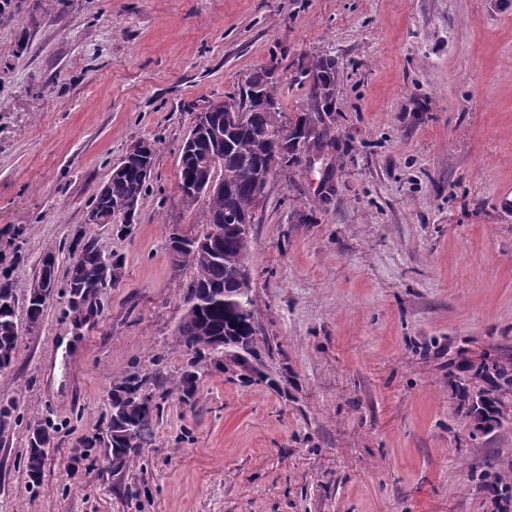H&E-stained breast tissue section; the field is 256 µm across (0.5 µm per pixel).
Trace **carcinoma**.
<instances>
[{
  "label": "carcinoma",
  "mask_w": 512,
  "mask_h": 512,
  "mask_svg": "<svg viewBox=\"0 0 512 512\" xmlns=\"http://www.w3.org/2000/svg\"><path fill=\"white\" fill-rule=\"evenodd\" d=\"M295 81L308 85L309 105L291 121L285 118L278 101L277 80L264 78L257 71L247 78L244 86L234 94L220 100L221 109L212 113L210 129L201 141L200 149L220 145V171L224 175V191L208 194V224L219 227L215 236L207 232L194 240L175 232L170 235V252L175 254L173 264L180 269L189 266L193 277L183 285V299H196L200 309L192 316L182 317L177 328L178 346L187 357V364L174 388L180 399L190 402L197 384L204 374L203 355L197 344L208 338L234 332L236 336H253L246 319L253 313L243 314L224 302L235 288L248 287V281L239 277L238 267L248 260L251 244V226L254 208L260 201L255 194V181L269 169L278 175H287L288 169L301 162L300 142L316 141L325 128L324 117L332 111L336 91V61L329 57L314 56L298 72ZM156 150L142 161L129 162L114 170L107 181V191L96 194L92 207L102 215L104 223L124 220L121 206L129 200H142L155 165ZM202 158L194 156L180 159L178 188L185 191L201 177ZM100 266L99 250L90 247L80 257H72L66 271V287L79 285L91 288L96 282ZM17 322L16 310L0 309V350L17 347L13 336ZM492 389L472 397L467 388H460V396L467 413L481 422L496 419L500 413V397L512 392V366L487 359L481 364ZM139 376L133 375L117 381L109 396L107 413L108 431L103 437L89 442V447L105 449L110 466H125L130 455L140 448V442L149 433L158 404L147 408L133 396ZM46 450L29 444L26 470L31 481L42 476Z\"/></svg>",
  "instance_id": "1"
}]
</instances>
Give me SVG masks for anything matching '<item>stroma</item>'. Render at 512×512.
I'll use <instances>...</instances> for the list:
<instances>
[{"instance_id": "35a3bbf8", "label": "stroma", "mask_w": 512, "mask_h": 512, "mask_svg": "<svg viewBox=\"0 0 512 512\" xmlns=\"http://www.w3.org/2000/svg\"><path fill=\"white\" fill-rule=\"evenodd\" d=\"M337 70L323 138L271 180L249 254L259 376L204 360L191 403L171 232L180 146L209 101L277 65ZM157 161L133 224L85 228L112 167ZM512 0H0V277L18 313L47 248L90 231L121 277L89 314L58 286L0 375V512H512V394L481 429L458 383L512 362ZM160 382L162 417L113 470L83 439L115 381ZM50 446L40 483L28 436Z\"/></svg>"}]
</instances>
